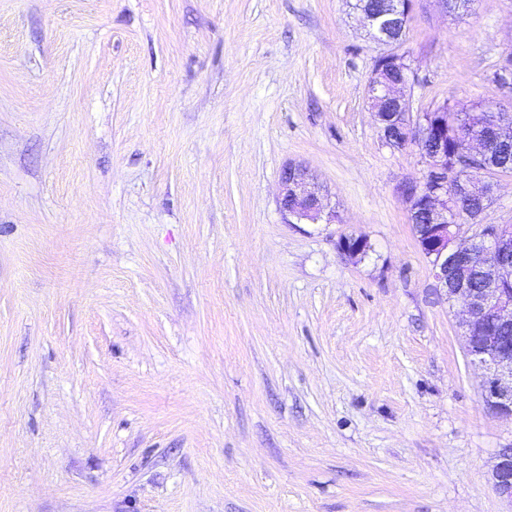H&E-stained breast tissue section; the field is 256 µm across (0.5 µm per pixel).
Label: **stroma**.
I'll list each match as a JSON object with an SVG mask.
<instances>
[{
  "mask_svg": "<svg viewBox=\"0 0 512 512\" xmlns=\"http://www.w3.org/2000/svg\"><path fill=\"white\" fill-rule=\"evenodd\" d=\"M383 51L348 0H0V512H512ZM398 51L413 113L512 111V0H415ZM283 209L297 219L313 222L325 217L328 223L336 221V212L329 209L323 198L316 192L307 171L299 165H289L282 177Z\"/></svg>",
  "mask_w": 512,
  "mask_h": 512,
  "instance_id": "1",
  "label": "stroma"
}]
</instances>
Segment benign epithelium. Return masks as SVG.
Listing matches in <instances>:
<instances>
[{"mask_svg":"<svg viewBox=\"0 0 512 512\" xmlns=\"http://www.w3.org/2000/svg\"><path fill=\"white\" fill-rule=\"evenodd\" d=\"M413 10V0H384L379 8L355 7L370 38L390 47L375 60L367 87L368 103L386 144L393 149L414 145L426 160L427 173L420 181L405 180L399 194L409 214L422 252L431 258L434 276L448 301L463 304L460 323L471 360L486 378L487 405L512 417V225L483 224L490 201L488 171L479 169L467 179L448 170V108L436 106L413 117L404 95L413 71L395 47L401 41ZM283 209L298 219L313 222L336 220V212L316 192L307 171L290 165L282 177ZM467 202L476 200L481 211L460 224L450 208L448 189ZM368 241L346 237L339 243L349 258L365 254ZM496 493L512 503V448H503L492 471Z\"/></svg>","mask_w":512,"mask_h":512,"instance_id":"benign-epithelium-1","label":"benign epithelium"}]
</instances>
